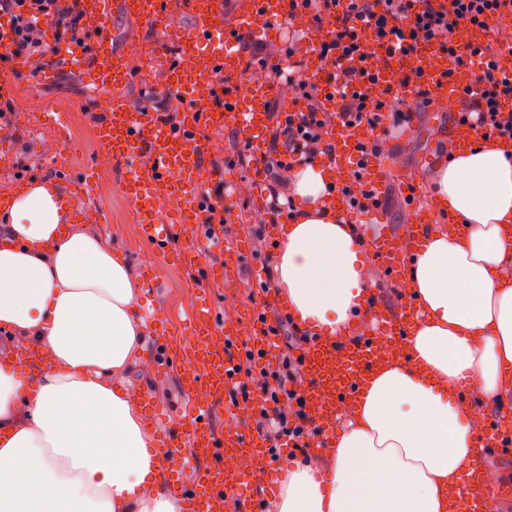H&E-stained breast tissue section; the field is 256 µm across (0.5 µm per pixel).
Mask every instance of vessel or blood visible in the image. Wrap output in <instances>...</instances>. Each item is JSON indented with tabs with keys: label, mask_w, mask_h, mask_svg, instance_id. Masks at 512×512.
<instances>
[{
	"label": "vessel or blood",
	"mask_w": 512,
	"mask_h": 512,
	"mask_svg": "<svg viewBox=\"0 0 512 512\" xmlns=\"http://www.w3.org/2000/svg\"><path fill=\"white\" fill-rule=\"evenodd\" d=\"M85 22L99 29L101 37L86 53L59 49L40 74L48 82L62 68L87 73L94 91L100 92L129 80L130 71L121 57L113 53L106 36L109 18L108 0H78ZM128 19L146 23L159 22L163 0H124ZM288 0H245L233 23L222 20L223 0H192L195 19L188 43L187 61L172 65L171 89L188 104L176 123L162 121L146 110H132L120 98L107 104L105 119L98 134L107 154L132 164L129 193L143 213L142 230L158 250L169 247L173 231L183 237H199L210 216L212 186L222 181L223 171L205 168V146L200 136L202 124L233 120L246 141L258 146L268 134L267 106L276 97L273 87L262 83L243 84L247 57L239 47L241 37L259 30L273 31L277 22L288 14ZM324 32L311 27L306 54L313 74L325 91H332L319 58L317 47ZM221 73L223 84H215L214 73ZM394 85L397 95L412 101L417 91H426L437 103L463 100L467 93L478 91L471 70L459 67L453 58L434 45L423 46L413 61L401 56L389 59L378 82H365L360 90L373 99L381 98L386 85ZM376 132L362 125L349 128L334 124L330 139L334 157L329 170L339 173L340 181L351 179L358 171L360 145L369 144ZM164 196L169 201L165 213H157L153 200ZM419 244L410 239L401 244L387 229L378 228L365 246V254L377 263L382 275L401 279ZM363 315L373 331L346 343L329 340L317 331H309L303 347L305 386L300 395L304 410L319 433L317 446L328 449L336 445V417L355 405L364 381L387 358H405L408 328L415 312L395 316L379 302L378 291H371L364 302ZM193 343L173 337L176 367L183 387L194 391L206 384L209 401L188 400L176 425L163 436V447L170 453L163 460L165 474L178 467L197 469L198 478L190 485L176 484L175 489L186 504V512H241L246 492L255 485L272 486L277 468L273 465L262 438L248 436L235 426L216 432L212 427L213 404L229 393L236 381L237 363L232 345L241 337L238 325L218 319L210 303L197 305L188 324ZM251 346L263 349L266 360H273L278 339L266 324L252 320ZM479 438V459H512V428L501 422L479 420L475 424ZM249 454L255 467L241 472L232 465L234 458ZM459 499L468 512H487L491 503L512 505V487L491 486L482 478L480 466L464 476Z\"/></svg>",
	"instance_id": "obj_1"
}]
</instances>
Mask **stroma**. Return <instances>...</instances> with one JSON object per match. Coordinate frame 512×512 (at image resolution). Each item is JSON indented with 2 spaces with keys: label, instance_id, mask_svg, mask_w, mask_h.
Wrapping results in <instances>:
<instances>
[{
  "label": "stroma",
  "instance_id": "1",
  "mask_svg": "<svg viewBox=\"0 0 512 512\" xmlns=\"http://www.w3.org/2000/svg\"><path fill=\"white\" fill-rule=\"evenodd\" d=\"M194 25L189 0H165L164 16L159 24H139L121 14L111 15L108 34L114 46L127 54L134 72L132 80L116 94L128 106H152L154 100L168 93L166 69L179 51L175 32L190 31ZM145 48V55L132 54V46ZM46 56H31L26 72H5L13 104L12 112L0 120V195L13 191L14 169L24 164L30 169L31 181L57 182L62 170L77 173L91 170L89 186L82 189L72 203L81 211H94L98 222L90 229L98 234L127 262L134 279H141L143 270H150L157 286L142 293L141 308L158 314L168 330L185 326L187 314L198 296H206L225 315L246 320L255 307L251 296L258 280L269 264V241L250 242L237 263L228 268L223 282L207 279L203 270L175 262L157 250L141 231V216L124 192V182L131 168L124 162L108 159L96 135L95 127L103 116L104 103L90 97L84 90L81 74L62 70L47 85L38 79L39 71L47 64ZM451 108L428 107L416 116L415 132L399 128L386 136L389 148L402 158L403 170L411 173L421 186L425 199H432L431 180L436 166L447 156L457 124ZM54 128L64 142L55 154L44 150L41 131ZM201 136L206 144L204 164L223 170L226 175L224 193V222L232 241L244 239L242 218L257 224L267 217L266 209L257 200L255 184L266 180V161L262 152H255L249 165L229 166L234 147L240 138L232 124L223 128L202 126ZM383 204L379 209L384 221L395 235L406 236L413 228L411 207L400 182L386 178L379 187ZM144 351L128 379L144 387L158 401L165 416L163 426L153 428L161 436L164 425L178 418L185 397L171 373H159L154 356L165 351L158 336L146 335Z\"/></svg>",
  "mask_w": 512,
  "mask_h": 512
}]
</instances>
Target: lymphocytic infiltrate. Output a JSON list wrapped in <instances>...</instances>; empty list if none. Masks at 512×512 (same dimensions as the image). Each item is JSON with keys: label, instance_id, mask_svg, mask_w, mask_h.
<instances>
[{"label": "lymphocytic infiltrate", "instance_id": "lymphocytic-infiltrate-1", "mask_svg": "<svg viewBox=\"0 0 512 512\" xmlns=\"http://www.w3.org/2000/svg\"><path fill=\"white\" fill-rule=\"evenodd\" d=\"M502 0H448L447 8L434 9L430 0H291L289 19L309 17L317 25H328L327 35L321 40L318 52L331 64L339 89L335 109H328L317 83L305 77L303 69L284 70L265 64V48L247 43L249 62L255 65L257 78L287 85L293 99L303 100L305 108L299 112L282 111L279 101L269 107V134L266 150L270 162V179L266 191L270 197L271 212H280L278 200L279 172L288 170L291 163L302 162L322 153L329 129L334 121L353 127L361 124L370 128L383 126L385 121L401 124L410 121L416 108L429 106L426 92H419L415 105L404 102L370 101L354 90L353 85L363 76L362 63L366 48L360 40L362 27L373 29L378 39H385L391 21L414 15L415 23L409 33L407 53H414L419 44L437 41L440 48L454 57L461 66L477 67L484 74V87L474 97L467 111L457 113L460 124L485 131L502 139L512 140V112L501 110V99L512 95V85L501 84L495 74L493 56L487 47L461 51L454 45L451 34L465 25H483L485 18L498 15ZM335 14V23H327V14ZM0 18L10 29L15 55L46 52L47 36L55 40L80 43L81 15L63 11L59 0H0ZM260 320L270 323L273 335L279 336L286 351L276 363L262 364V351L247 347L238 353V373L245 379L236 386L235 396L242 401L259 400L255 410V429L269 445L270 454H278L282 447L304 448L309 435V423L296 385L303 376V361L294 350L302 342L297 326L290 318L262 307Z\"/></svg>", "mask_w": 512, "mask_h": 512}]
</instances>
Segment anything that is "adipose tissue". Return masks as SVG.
I'll use <instances>...</instances> for the list:
<instances>
[{"label": "adipose tissue", "instance_id": "1", "mask_svg": "<svg viewBox=\"0 0 512 512\" xmlns=\"http://www.w3.org/2000/svg\"><path fill=\"white\" fill-rule=\"evenodd\" d=\"M320 160L291 172L302 203L281 239L277 293L298 321L347 333L371 268L330 201ZM454 219L428 226L404 280L421 317L411 357L377 371L336 446L285 480L278 512H448L477 463L471 405L512 393V143L452 151L432 177ZM37 182L0 206V330L33 375L0 363V512H181L125 380L146 334L126 262Z\"/></svg>", "mask_w": 512, "mask_h": 512}]
</instances>
